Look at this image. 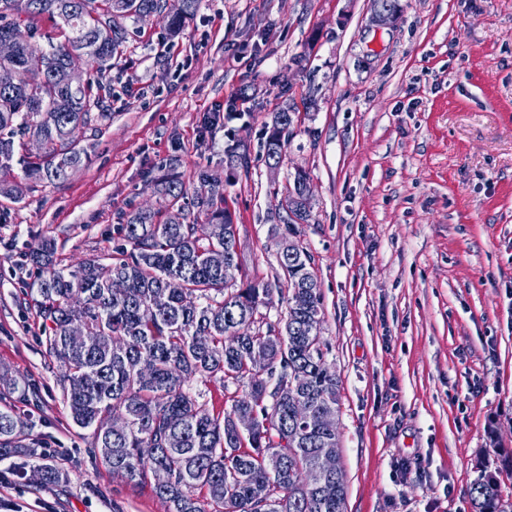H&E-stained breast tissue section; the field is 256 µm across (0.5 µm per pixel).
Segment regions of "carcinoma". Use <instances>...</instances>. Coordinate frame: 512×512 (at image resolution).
Masks as SVG:
<instances>
[{"instance_id":"cac0c4a2","label":"carcinoma","mask_w":512,"mask_h":512,"mask_svg":"<svg viewBox=\"0 0 512 512\" xmlns=\"http://www.w3.org/2000/svg\"><path fill=\"white\" fill-rule=\"evenodd\" d=\"M200 0H0V36L17 45L14 59L0 68L17 74L16 84L0 89V172L12 167L15 138L42 140L43 152L22 160L27 177L62 182L86 157L70 134L109 118L105 99L112 95L107 74L112 60L128 42L127 19L162 14L166 29L178 36L199 8ZM47 19L57 36L35 41L39 22ZM83 53L91 64L84 85L61 88L53 71L69 51ZM65 94L70 112H53L51 99ZM294 113H273L263 143L265 161L279 166L293 135ZM235 169L249 172L248 149L226 151ZM201 191L193 208L206 217L201 224H169L158 213L137 209L123 214L122 258L102 274L99 259L73 269L54 261L56 243L28 255L41 270L30 295L43 322L49 354L62 368L60 385L72 421L92 429L94 459L135 486L149 483L156 468L170 473L153 486L168 512H207L216 504L224 512H345L343 475L317 477L319 454L336 445V433L321 423H302L295 403L309 415L337 411L336 372L327 362L328 347L320 336L324 309L315 276L305 275L312 257L304 249L282 254L280 280L246 277L239 288L227 286L229 273L208 264L212 250L235 260L234 234L224 226L234 217L224 190L208 184L207 171L197 172ZM307 175L294 176L287 189V214L280 231L308 221L310 200L302 197ZM169 206L185 208L188 188L174 164L154 180ZM125 283L112 287V279ZM288 290L286 329L279 336L262 331L274 292ZM82 323L86 341L77 345L70 326ZM222 380L250 378V391L215 411L186 390L194 376ZM256 414L255 427L239 433L236 419ZM114 416L127 428H109ZM23 420L10 407L0 409V456L21 449ZM473 512H512L502 498L497 476L485 471L469 489Z\"/></svg>"}]
</instances>
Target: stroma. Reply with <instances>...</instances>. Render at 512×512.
<instances>
[{
  "label": "stroma",
  "mask_w": 512,
  "mask_h": 512,
  "mask_svg": "<svg viewBox=\"0 0 512 512\" xmlns=\"http://www.w3.org/2000/svg\"><path fill=\"white\" fill-rule=\"evenodd\" d=\"M399 4L382 22L373 0H201L175 38L162 18L128 22L111 117L82 135L68 180L26 179L19 160L36 146L16 140L23 194L0 196V374L39 398L7 399L32 449L0 460V512L168 510L92 457L21 257L52 239L60 265L110 264L122 214L164 210L153 180L173 159L188 188L202 167L221 183L244 270L271 282L281 198L296 169L309 176L311 218L293 238L314 259L339 380L347 512H471V483L512 453V0ZM230 104L237 118L205 129ZM286 106L294 134L272 170L260 144ZM232 139L249 172H229ZM188 387L219 410L250 385ZM41 464L58 484H39Z\"/></svg>",
  "instance_id": "obj_1"
}]
</instances>
